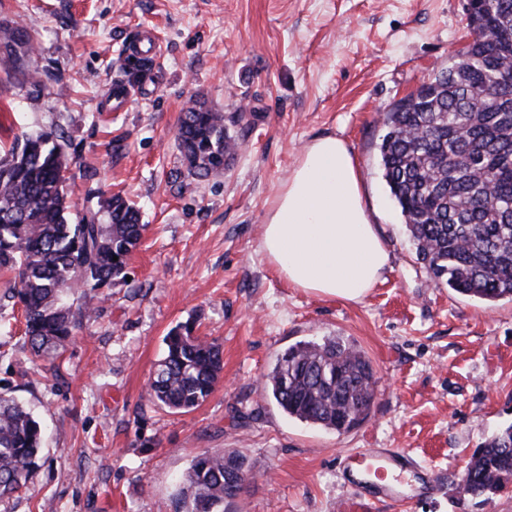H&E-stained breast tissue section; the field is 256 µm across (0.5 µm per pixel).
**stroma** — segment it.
<instances>
[{
	"instance_id": "obj_1",
	"label": "stroma",
	"mask_w": 512,
	"mask_h": 512,
	"mask_svg": "<svg viewBox=\"0 0 512 512\" xmlns=\"http://www.w3.org/2000/svg\"><path fill=\"white\" fill-rule=\"evenodd\" d=\"M32 36L44 82L0 74V151L49 127L73 144L71 211L122 195L148 229L127 281L85 295L94 310L57 358L34 356L0 274V394L45 429L41 459L0 512H175L192 460L242 457L249 473L224 512H345L340 472L359 448H398L433 488L372 512H512V489L475 498L463 477L477 448L512 423V300L483 302L434 281L416 259L380 165V122L446 70L471 39L467 0H0V23ZM153 31L160 59L129 54ZM125 106L110 111L116 83ZM224 114L247 105L245 147L223 173L171 179L175 134L194 97ZM343 138L391 254L359 301L289 287L261 249L270 205L303 148ZM217 342L224 372L188 413L148 397L180 323ZM338 337L377 379L369 418L339 433L288 417L263 389L288 347Z\"/></svg>"
}]
</instances>
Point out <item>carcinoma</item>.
Wrapping results in <instances>:
<instances>
[{
	"instance_id": "carcinoma-1",
	"label": "carcinoma",
	"mask_w": 512,
	"mask_h": 512,
	"mask_svg": "<svg viewBox=\"0 0 512 512\" xmlns=\"http://www.w3.org/2000/svg\"><path fill=\"white\" fill-rule=\"evenodd\" d=\"M469 27L473 38L448 69L383 113L379 151L417 260L460 295L495 302L512 299V0H485ZM33 47L23 26L0 24V69L37 89ZM176 141L187 175L199 180L224 171L240 146L224 112L200 97L182 113ZM70 148L51 130L24 134L0 155V270L14 274L11 298L22 309L24 336L45 360L91 318L90 307L69 298L122 282L147 229L139 210L119 196L71 219ZM165 345L150 399L170 412H190L215 390L222 350L187 323L173 327ZM264 391L288 416L345 432L368 418L375 378L359 349L333 337L288 347ZM42 440L31 412L0 396V497L22 487ZM234 479L247 480L239 456H196L181 489L185 512H224ZM509 482L512 423L475 451L463 486L484 496Z\"/></svg>"
}]
</instances>
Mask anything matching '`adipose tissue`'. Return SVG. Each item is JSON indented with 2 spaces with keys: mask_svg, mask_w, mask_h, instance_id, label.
Segmentation results:
<instances>
[{
  "mask_svg": "<svg viewBox=\"0 0 512 512\" xmlns=\"http://www.w3.org/2000/svg\"><path fill=\"white\" fill-rule=\"evenodd\" d=\"M263 251L289 286L356 301L381 282L390 254L339 137L307 144L268 211Z\"/></svg>",
  "mask_w": 512,
  "mask_h": 512,
  "instance_id": "adipose-tissue-1",
  "label": "adipose tissue"
}]
</instances>
